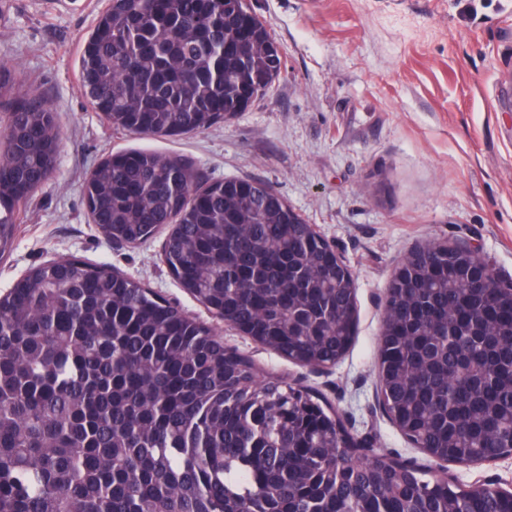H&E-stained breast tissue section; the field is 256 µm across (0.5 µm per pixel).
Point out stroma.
<instances>
[{
    "instance_id": "stroma-1",
    "label": "stroma",
    "mask_w": 512,
    "mask_h": 512,
    "mask_svg": "<svg viewBox=\"0 0 512 512\" xmlns=\"http://www.w3.org/2000/svg\"><path fill=\"white\" fill-rule=\"evenodd\" d=\"M248 2L280 76L228 122L157 137L114 130L84 95L79 56L109 0H0V67L45 99L60 132L56 168L0 258V296L46 262L109 266L209 327L260 378L306 386L355 436L430 470L434 460L374 409L382 310L398 267L430 242L469 241L512 277V0ZM132 148L179 156L207 182H266L317 226L356 286V336L339 364L314 373L225 324L170 273L166 232L135 245L104 237L85 180ZM447 469L462 485L512 489V457Z\"/></svg>"
}]
</instances>
